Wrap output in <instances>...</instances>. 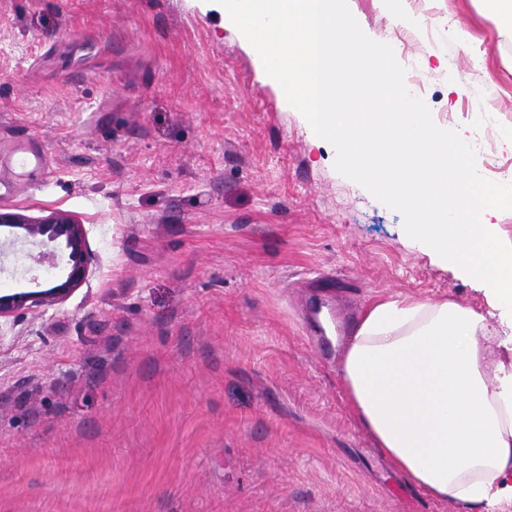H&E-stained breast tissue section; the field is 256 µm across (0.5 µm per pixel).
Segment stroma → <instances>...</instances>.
Listing matches in <instances>:
<instances>
[{
  "mask_svg": "<svg viewBox=\"0 0 512 512\" xmlns=\"http://www.w3.org/2000/svg\"><path fill=\"white\" fill-rule=\"evenodd\" d=\"M392 2L348 7L435 123L468 139L483 120L448 95L453 30L512 126V60L477 0H431L407 52ZM17 144L49 165L34 187L0 167V206L75 215L92 262L63 304L0 321V512H479L380 451L311 302L448 300L486 315L507 365L512 314L335 170L216 0H0V146ZM40 250L0 235V291L51 281Z\"/></svg>",
  "mask_w": 512,
  "mask_h": 512,
  "instance_id": "stroma-1",
  "label": "stroma"
}]
</instances>
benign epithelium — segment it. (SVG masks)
Masks as SVG:
<instances>
[{
  "instance_id": "obj_1",
  "label": "benign epithelium",
  "mask_w": 512,
  "mask_h": 512,
  "mask_svg": "<svg viewBox=\"0 0 512 512\" xmlns=\"http://www.w3.org/2000/svg\"><path fill=\"white\" fill-rule=\"evenodd\" d=\"M0 227L13 229L26 239H38L43 245L55 243L67 256L62 266L56 251L41 253L40 260L57 269L54 282L38 291L0 293V319L24 310L58 305L82 285L91 255L85 227L72 214L55 210L45 217L32 218L20 212L0 211Z\"/></svg>"
}]
</instances>
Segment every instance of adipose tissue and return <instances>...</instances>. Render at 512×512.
Returning a JSON list of instances; mask_svg holds the SVG:
<instances>
[{"label": "adipose tissue", "instance_id": "adipose-tissue-1", "mask_svg": "<svg viewBox=\"0 0 512 512\" xmlns=\"http://www.w3.org/2000/svg\"><path fill=\"white\" fill-rule=\"evenodd\" d=\"M483 314L376 303L349 338L348 395L379 448L430 498L512 507V371H485Z\"/></svg>", "mask_w": 512, "mask_h": 512}]
</instances>
